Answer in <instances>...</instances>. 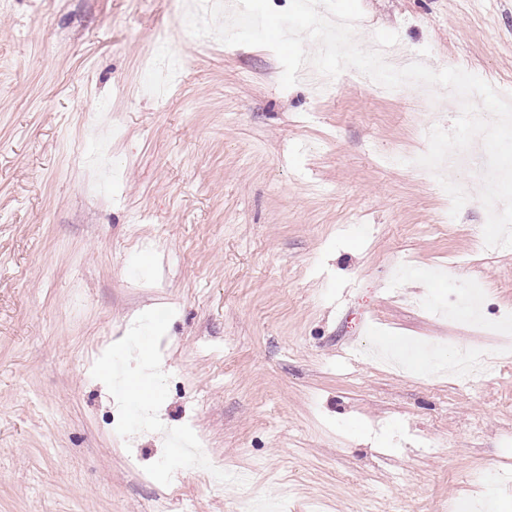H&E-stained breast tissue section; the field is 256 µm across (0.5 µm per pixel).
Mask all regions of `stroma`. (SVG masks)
<instances>
[{
	"mask_svg": "<svg viewBox=\"0 0 512 512\" xmlns=\"http://www.w3.org/2000/svg\"><path fill=\"white\" fill-rule=\"evenodd\" d=\"M360 5L361 46L394 31L512 95V0ZM281 74L175 0H0V512H512V356L427 312L478 279L496 320L512 248L471 232L479 161L451 233L434 175L384 161L456 109ZM382 341L490 362L403 370Z\"/></svg>",
	"mask_w": 512,
	"mask_h": 512,
	"instance_id": "obj_1",
	"label": "stroma"
}]
</instances>
